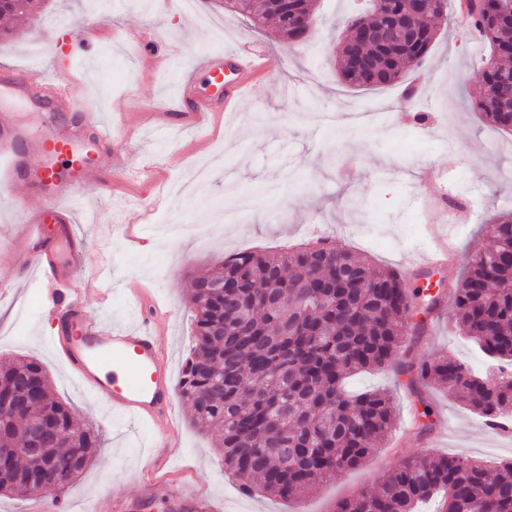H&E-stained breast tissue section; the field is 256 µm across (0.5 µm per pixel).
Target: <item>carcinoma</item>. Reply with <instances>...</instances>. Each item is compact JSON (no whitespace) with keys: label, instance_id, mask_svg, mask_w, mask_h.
<instances>
[{"label":"carcinoma","instance_id":"1","mask_svg":"<svg viewBox=\"0 0 512 512\" xmlns=\"http://www.w3.org/2000/svg\"><path fill=\"white\" fill-rule=\"evenodd\" d=\"M31 0H0V16L25 19ZM230 9L260 25L288 28L309 12L308 0H235ZM471 27L491 47L483 89L473 108L512 133V9L483 0ZM437 31L425 27L413 46L391 45L374 69L338 75L353 88L398 82L427 55ZM456 324L486 357L483 375L446 356L432 362L399 358L412 299L392 269L335 244L288 253L244 251L219 260L195 282L194 345L178 383L194 424L214 432L224 469L246 494L284 500L311 491L337 473L361 467L394 425L393 399L371 391L348 396L345 381L393 368L414 386L430 381L462 397L493 431L512 424V213L500 215L492 236L469 258L452 292ZM46 412L41 458L23 449L0 459V494L27 497L59 491L87 467L98 434L76 427L68 403L55 398L49 369L29 356L0 364V443L23 444L27 418L9 405ZM52 460L56 470L43 463ZM512 512V461L489 468L461 454L405 458L374 487L339 502L334 512Z\"/></svg>","mask_w":512,"mask_h":512}]
</instances>
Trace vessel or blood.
Here are the masks:
<instances>
[{
    "mask_svg": "<svg viewBox=\"0 0 512 512\" xmlns=\"http://www.w3.org/2000/svg\"><path fill=\"white\" fill-rule=\"evenodd\" d=\"M255 62V53L246 49L203 57L199 66L207 72L210 93L207 100L190 103L188 117L199 121L206 113L227 111L233 97L248 87ZM228 68L239 76L229 88L224 85ZM7 95L57 114L44 133L11 114L0 115V186H23L42 202L41 208L18 215L21 233L10 273L36 277L42 287L59 291L57 327L50 340L60 362L85 390L112 412L138 422L171 421L177 390L160 348L163 313L142 300L138 326L109 328L90 316L82 297L68 287L84 261L83 243L73 226L84 191L96 178L97 159L112 147L111 131L95 114H71L68 91L37 71L1 67L0 98ZM169 500L173 512H209L196 494L175 490Z\"/></svg>",
    "mask_w": 512,
    "mask_h": 512,
    "instance_id": "vessel-or-blood-1",
    "label": "vessel or blood"
}]
</instances>
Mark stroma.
Listing matches in <instances>:
<instances>
[{
	"label": "stroma",
	"instance_id": "stroma-1",
	"mask_svg": "<svg viewBox=\"0 0 512 512\" xmlns=\"http://www.w3.org/2000/svg\"><path fill=\"white\" fill-rule=\"evenodd\" d=\"M35 2L19 34L0 41V63L66 76L83 109L111 121L116 151L141 172L115 181L111 157H102L97 186L83 203L77 225L89 256L69 286L84 294L93 317L108 326L137 322L140 313L127 296L137 282L167 313L160 340L177 377L192 345L187 296L195 278L229 253H279L327 239L401 275L412 296L406 355L429 362L443 355L483 370V355L456 332L452 301L430 314L424 301L438 281L461 280L497 216L512 211V134L471 107L490 50L466 37L455 12L399 83L360 90L340 81L332 57L345 34L332 23L353 9V0H317L321 30L304 44L284 40L274 22L255 26L219 0ZM90 21L100 28L98 47L70 63L69 45ZM245 46L262 50L264 59L233 111L208 116L199 128L188 124L178 106L179 69L202 54ZM153 101L157 111L145 114ZM427 167L439 169L449 186L446 205L424 206L428 189L417 175ZM470 200L477 203L475 220L449 224V205ZM130 226L151 236L154 248L130 249ZM439 240L456 251L457 262L441 272L422 268L420 255ZM105 286L112 290L106 303L99 297ZM16 291L31 313L17 333L0 335V359L26 355L46 363L55 395L101 438L90 466L58 492L63 512H115V504L137 501L147 462L157 454L155 437L168 430L178 446L142 512H170L173 486L203 495L212 512H333L401 459L425 451L464 453L492 467L512 460V436L490 433L450 389H412L393 370H373L347 388L389 392L395 422L362 467L286 501L243 494L186 401L170 423L112 415L52 351L51 310L39 289L20 282ZM427 406L434 428L424 434Z\"/></svg>",
	"mask_w": 512,
	"mask_h": 512
}]
</instances>
